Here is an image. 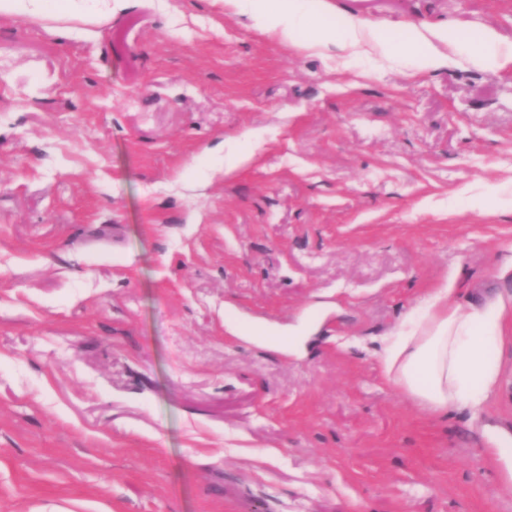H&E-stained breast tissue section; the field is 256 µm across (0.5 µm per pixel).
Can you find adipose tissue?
Returning <instances> with one entry per match:
<instances>
[{"label": "adipose tissue", "instance_id": "obj_1", "mask_svg": "<svg viewBox=\"0 0 512 512\" xmlns=\"http://www.w3.org/2000/svg\"><path fill=\"white\" fill-rule=\"evenodd\" d=\"M113 0H0V14L31 18L77 16L91 22L111 18ZM235 11L251 14L256 27L280 42L306 51H335L347 61L373 54L392 62L415 60L430 68L467 55L477 66L512 68V43L489 28L449 37L446 30L420 26L411 43L362 18L332 25L323 0H225ZM512 296L483 304L462 303L448 286L435 288L419 317L387 339L381 368L386 380L418 408L437 416L448 411L480 418L493 395L500 370L504 323Z\"/></svg>", "mask_w": 512, "mask_h": 512}]
</instances>
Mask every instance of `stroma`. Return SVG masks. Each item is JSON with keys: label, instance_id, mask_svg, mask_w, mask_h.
<instances>
[{"label": "stroma", "instance_id": "stroma-1", "mask_svg": "<svg viewBox=\"0 0 512 512\" xmlns=\"http://www.w3.org/2000/svg\"><path fill=\"white\" fill-rule=\"evenodd\" d=\"M325 3L512 42V0ZM510 263L512 71L343 65L224 0L1 16L0 512H512V335L477 427L379 363Z\"/></svg>", "mask_w": 512, "mask_h": 512}]
</instances>
